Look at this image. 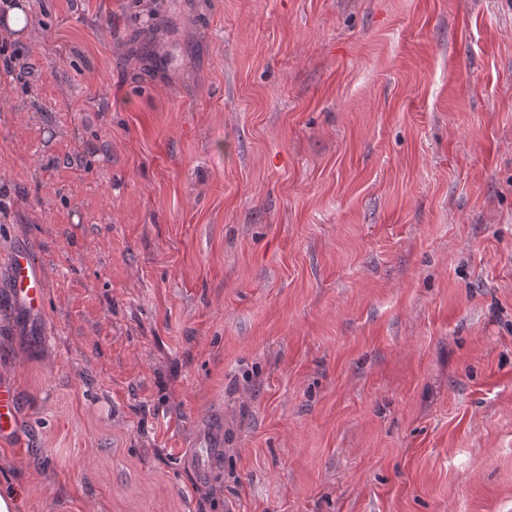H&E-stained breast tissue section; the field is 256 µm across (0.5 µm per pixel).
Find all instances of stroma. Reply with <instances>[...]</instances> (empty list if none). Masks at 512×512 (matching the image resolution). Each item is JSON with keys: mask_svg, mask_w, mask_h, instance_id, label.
I'll use <instances>...</instances> for the list:
<instances>
[{"mask_svg": "<svg viewBox=\"0 0 512 512\" xmlns=\"http://www.w3.org/2000/svg\"><path fill=\"white\" fill-rule=\"evenodd\" d=\"M27 3L17 512H512V0ZM10 285L14 301L32 318L44 309V277L28 249H17L10 258ZM224 458V420L214 417L203 423L197 432L195 448L187 456L193 477L204 482L211 478Z\"/></svg>", "mask_w": 512, "mask_h": 512, "instance_id": "obj_1", "label": "stroma"}]
</instances>
